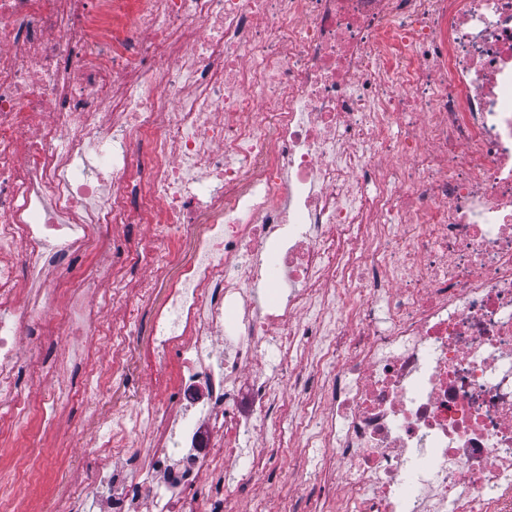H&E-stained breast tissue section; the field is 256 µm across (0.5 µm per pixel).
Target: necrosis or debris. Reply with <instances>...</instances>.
<instances>
[{
    "label": "necrosis or debris",
    "instance_id": "necrosis-or-debris-1",
    "mask_svg": "<svg viewBox=\"0 0 512 512\" xmlns=\"http://www.w3.org/2000/svg\"><path fill=\"white\" fill-rule=\"evenodd\" d=\"M77 396L55 512H239L286 448L314 512H512V0H0V433ZM150 387L149 379L131 364L127 376L112 386V403L133 404L136 395Z\"/></svg>",
    "mask_w": 512,
    "mask_h": 512
}]
</instances>
